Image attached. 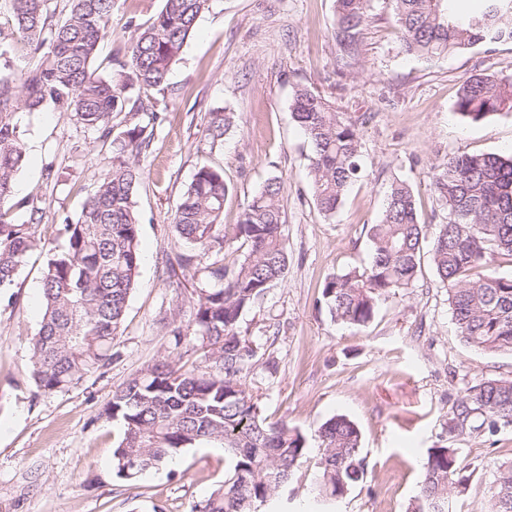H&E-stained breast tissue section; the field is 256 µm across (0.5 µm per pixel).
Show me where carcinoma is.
Masks as SVG:
<instances>
[{
    "mask_svg": "<svg viewBox=\"0 0 512 512\" xmlns=\"http://www.w3.org/2000/svg\"><path fill=\"white\" fill-rule=\"evenodd\" d=\"M49 2L0 0V27H9L15 36L12 43L0 41V295H9L19 268L41 242L40 208L30 198L14 199L15 179L26 161L14 114L49 102L100 138L112 139L117 149L111 168L76 218L64 217L59 232L66 248L47 260L42 319L31 342L32 377L43 394L73 388L112 360L140 264L133 197L145 132L158 119L155 95L165 89L211 0H163L148 24L137 26L130 45L112 58L109 74L97 72L93 59L115 0H68L60 22L53 21ZM456 2L389 0L401 52L432 59L512 40V0H485L481 12L466 15ZM370 3L336 0V65H348L358 52ZM19 46L30 59L21 69L15 67ZM455 111L471 123L511 112L512 75L471 76L460 89ZM120 112L141 114L147 123L117 131L113 120ZM291 114L311 146L312 197L319 212L330 218L358 178L359 134L331 102L308 87L294 91ZM234 124L233 112L209 113L205 146L214 148ZM433 185L448 210V223L439 225L432 237L431 258L447 289L458 334L471 348L512 354V277L468 275L489 254L512 257V155L454 154L438 166ZM282 191L279 178L268 179L229 233L224 169L207 163L197 168L175 208L179 239L203 255L220 254L229 234L247 245L244 260L232 272L217 261L208 266L218 287L201 290L194 304L193 334L201 337L216 370H182L160 361L116 388L106 408L123 429L112 470L132 485L187 448L205 441L221 444L229 471L197 512H258L288 483L305 453V435L284 423L266 422L258 398L239 379L256 356L251 342L241 336L240 317L288 267ZM22 208L29 209V220L18 223L16 210ZM368 235L369 266L333 275L323 286L325 306L342 324H367L382 299L414 287L418 279L426 224L406 183L392 184ZM476 414L487 418L475 425ZM484 428L492 433L512 429V380H481L463 391L448 433ZM318 437L323 453L317 497L326 510L363 480L366 464L360 432L346 417L326 420ZM468 481L457 449H430L413 512H450L452 490ZM488 512H512V465L499 467Z\"/></svg>",
    "mask_w": 512,
    "mask_h": 512,
    "instance_id": "cac0c4a2",
    "label": "carcinoma"
}]
</instances>
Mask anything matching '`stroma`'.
<instances>
[{
  "instance_id": "stroma-1",
  "label": "stroma",
  "mask_w": 512,
  "mask_h": 512,
  "mask_svg": "<svg viewBox=\"0 0 512 512\" xmlns=\"http://www.w3.org/2000/svg\"><path fill=\"white\" fill-rule=\"evenodd\" d=\"M162 0H116L94 61L127 46ZM334 0H212L199 17L164 95L138 161L135 193L141 263L109 365L76 387L42 394L31 378L30 345L42 317L41 281L48 257L64 248L57 226L75 216L112 164L111 141L60 116L52 106L21 111L28 163L16 177L19 197L41 210V244L15 281L13 301L0 299V512H193L224 482L227 460L217 443L184 450L174 463L145 472L136 487L111 473L122 428L105 413L112 392L160 359L185 370H213L201 343L175 344L171 319L189 325L214 260L237 266L246 248L230 239L220 255L198 257L182 271L184 247L173 227L176 204L198 165L224 169V221L238 223L271 177L283 183L285 277L240 319L257 356L241 380L267 421L301 430L307 448L274 512H309L320 478L318 427L334 416L355 423L367 464L363 482L337 512H409L430 448L451 445L468 467L455 512H479L493 475L512 463V431L451 436L448 420L465 387L512 379V355L474 350L460 339L429 251L414 286L380 301L362 326L331 320L322 288L332 275L364 269L367 227L376 223L390 184L406 181L430 229L447 223L434 191L437 166L449 156L512 153V112L466 123L454 112L472 75L512 74V41L475 46L432 60L401 53L388 0H372L371 18L350 66L335 62ZM328 98L361 138V173L334 218L318 212L309 191L307 139L291 117L296 87ZM230 109L234 127L201 151L210 112Z\"/></svg>"
}]
</instances>
